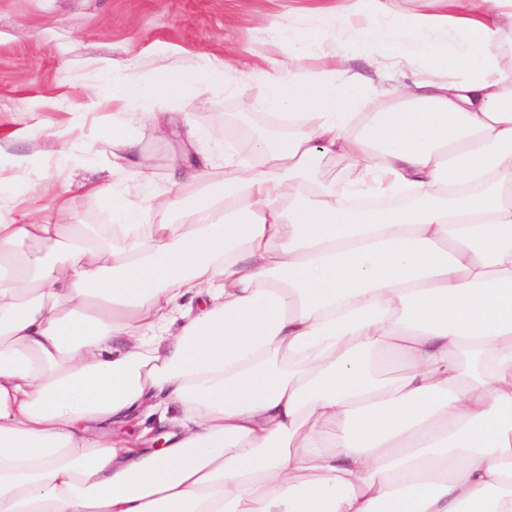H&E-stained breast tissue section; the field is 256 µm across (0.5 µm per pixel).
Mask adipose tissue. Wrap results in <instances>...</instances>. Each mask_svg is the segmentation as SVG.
I'll return each mask as SVG.
<instances>
[{
	"label": "adipose tissue",
	"mask_w": 512,
	"mask_h": 512,
	"mask_svg": "<svg viewBox=\"0 0 512 512\" xmlns=\"http://www.w3.org/2000/svg\"><path fill=\"white\" fill-rule=\"evenodd\" d=\"M421 2L276 27L320 71L98 61L119 171L186 84L261 82L288 131L253 163L207 132L189 202L0 219V512H512V0ZM143 416L163 448L122 435ZM355 175V170L350 162L343 157H336L327 161L321 170L323 179H336L337 183L348 182Z\"/></svg>",
	"instance_id": "adipose-tissue-1"
}]
</instances>
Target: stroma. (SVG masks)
Masks as SVG:
<instances>
[{"mask_svg": "<svg viewBox=\"0 0 512 512\" xmlns=\"http://www.w3.org/2000/svg\"><path fill=\"white\" fill-rule=\"evenodd\" d=\"M319 0H0V149L36 158L22 178L0 188V215L23 223L30 208L54 204L64 189L73 224H108L107 199L88 194L93 184L124 191V178L112 170L111 109L75 117L74 103L90 91L108 94L110 86L94 73L99 59L118 61L120 76L153 81L159 74L194 65L204 55L229 57L260 66H293L287 43L274 37L271 24L304 29ZM265 95L260 83L228 92L225 80L205 94L190 86L179 91L177 111L189 124L161 134L136 125L135 168L141 194L175 191L192 198L195 188L180 180L184 158L223 162L210 142L190 138L189 130L220 129L242 157L250 155L235 115L249 112L254 126L267 124L248 104Z\"/></svg>", "mask_w": 512, "mask_h": 512, "instance_id": "1", "label": "stroma"}]
</instances>
